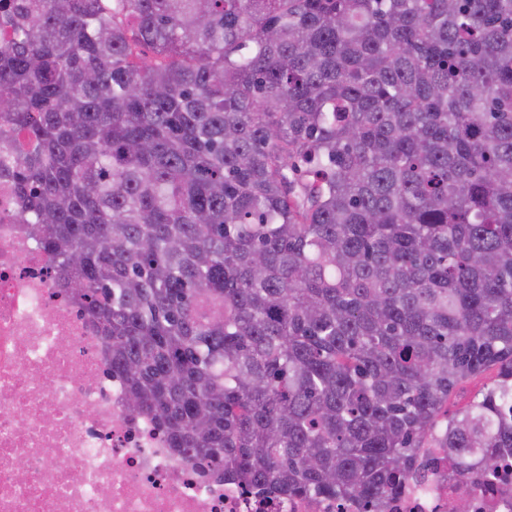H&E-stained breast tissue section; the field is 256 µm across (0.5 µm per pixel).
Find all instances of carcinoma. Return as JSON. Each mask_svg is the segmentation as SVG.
I'll list each match as a JSON object with an SVG mask.
<instances>
[{
    "label": "carcinoma",
    "instance_id": "1",
    "mask_svg": "<svg viewBox=\"0 0 512 512\" xmlns=\"http://www.w3.org/2000/svg\"><path fill=\"white\" fill-rule=\"evenodd\" d=\"M0 33V177L172 448L375 504L430 437L512 458V0H0ZM497 376V370L491 369L457 387L448 400V411L452 412L472 401Z\"/></svg>",
    "mask_w": 512,
    "mask_h": 512
}]
</instances>
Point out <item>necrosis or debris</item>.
I'll return each instance as SVG.
<instances>
[{"mask_svg":"<svg viewBox=\"0 0 512 512\" xmlns=\"http://www.w3.org/2000/svg\"><path fill=\"white\" fill-rule=\"evenodd\" d=\"M27 471L18 474V463ZM382 512H512V498L454 476L436 448ZM0 512H360L356 501L278 499L202 474L154 419L126 408L95 325L61 290L50 253L0 180Z\"/></svg>","mask_w":512,"mask_h":512,"instance_id":"4bbe7bcc","label":"necrosis or debris"}]
</instances>
